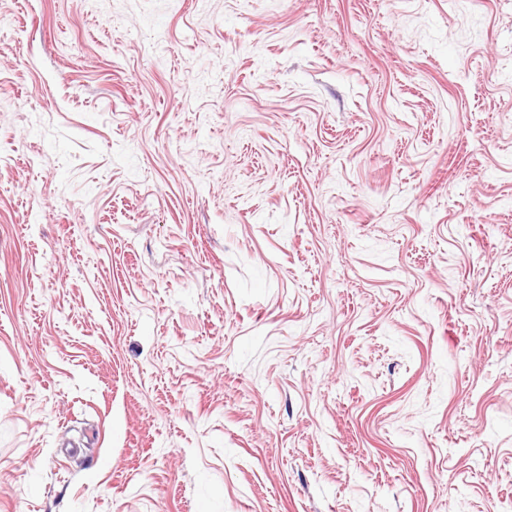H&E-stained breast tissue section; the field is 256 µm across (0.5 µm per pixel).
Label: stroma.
Returning <instances> with one entry per match:
<instances>
[{
  "mask_svg": "<svg viewBox=\"0 0 512 512\" xmlns=\"http://www.w3.org/2000/svg\"><path fill=\"white\" fill-rule=\"evenodd\" d=\"M0 512H512V0H0Z\"/></svg>",
  "mask_w": 512,
  "mask_h": 512,
  "instance_id": "stroma-1",
  "label": "stroma"
}]
</instances>
